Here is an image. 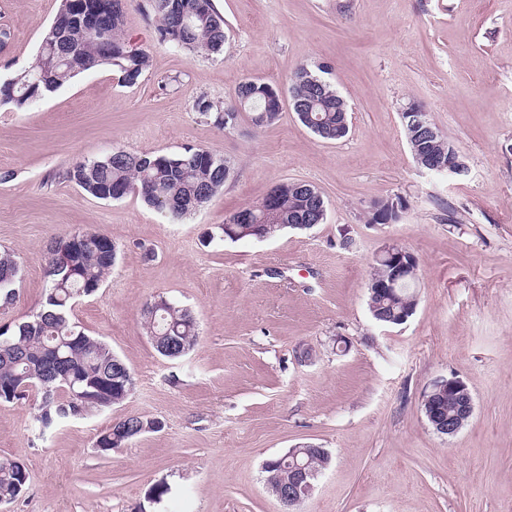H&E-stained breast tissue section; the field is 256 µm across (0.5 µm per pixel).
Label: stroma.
I'll list each match as a JSON object with an SVG mask.
<instances>
[{
    "label": "stroma",
    "mask_w": 512,
    "mask_h": 512,
    "mask_svg": "<svg viewBox=\"0 0 512 512\" xmlns=\"http://www.w3.org/2000/svg\"><path fill=\"white\" fill-rule=\"evenodd\" d=\"M59 0H0V81L33 63ZM125 29L150 65L125 85L84 72L18 110L0 106V250L21 273L0 325L42 302L46 248L76 232L111 237L116 263L71 317L133 373L118 405L40 432L38 392L0 404V460L18 459L28 489L0 512H280L265 460L301 443L329 466L299 512H512V0H217L220 55L160 43L147 0H125ZM328 66L349 105V133L317 138L297 119L290 79ZM279 89L278 121L220 130L196 112L239 83ZM421 104L468 173L414 163L401 112ZM202 147L235 174L181 220L134 194L107 201L65 173L113 148L176 155ZM282 182L314 186L325 223L263 240L207 242L236 210ZM402 197L390 224L373 201ZM418 260L416 311L376 323L367 282L379 250ZM164 297L198 323L184 358L159 355L142 308ZM475 401L455 436L421 412L438 378ZM157 420L110 455L95 442L113 422ZM167 487L160 501L152 488Z\"/></svg>",
    "instance_id": "stroma-1"
}]
</instances>
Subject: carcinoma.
Wrapping results in <instances>:
<instances>
[{"label": "carcinoma", "mask_w": 512, "mask_h": 512, "mask_svg": "<svg viewBox=\"0 0 512 512\" xmlns=\"http://www.w3.org/2000/svg\"><path fill=\"white\" fill-rule=\"evenodd\" d=\"M106 42L89 38L76 25L64 29L48 28L35 62L13 78L15 98L9 101L21 110L31 102L58 90L85 71L109 66L120 74L124 84L135 85L149 66L147 53L133 46L124 33L121 0H100ZM159 40L187 54H218L227 34L224 18L213 0H150ZM323 67L314 71L303 65L291 80L289 92L299 121L325 141H339L349 132L347 105L332 82L324 77ZM281 99L273 85L258 80L242 82L234 100L224 105L202 97L195 110L218 129L233 128L246 119L252 128L263 130L279 118ZM402 115L407 141L414 162L423 170L448 162L453 144L434 127L430 117L425 125L434 129L427 135L411 123L409 112L423 108L410 104ZM234 164L206 149L187 147L177 155L145 154L124 148L66 173L92 196L102 199L112 193L120 200L134 193L150 206L181 218L197 211L218 194L234 175ZM400 198L373 202L367 223L388 224L399 218ZM326 202L312 185L281 183L257 205L246 206L217 226L221 238L238 241L253 239V230L270 238L285 229L305 230L326 219ZM108 236L89 233L77 244L61 238L47 252V288L39 312L32 318L0 329V404H16L26 399L28 384H37L41 402L36 421L44 431L60 423L82 419L121 403L133 390L134 377L126 364L102 340L90 336L70 319L77 299L96 292L115 261V249L106 250L101 242ZM19 267L11 255H0V298L12 301L13 285ZM392 273L388 260L375 259L369 282H379ZM417 272L408 270L405 278L387 294L368 293V308L373 319L393 325L416 305ZM144 326L151 338L194 347L196 321L192 313L163 298L143 309ZM143 419L129 416L114 429L100 434L96 448L112 452L116 433L127 442L141 434ZM298 461L309 464L315 474L329 463L323 448L299 449ZM29 473L17 460L0 461V502H10L28 487Z\"/></svg>", "instance_id": "obj_1"}]
</instances>
